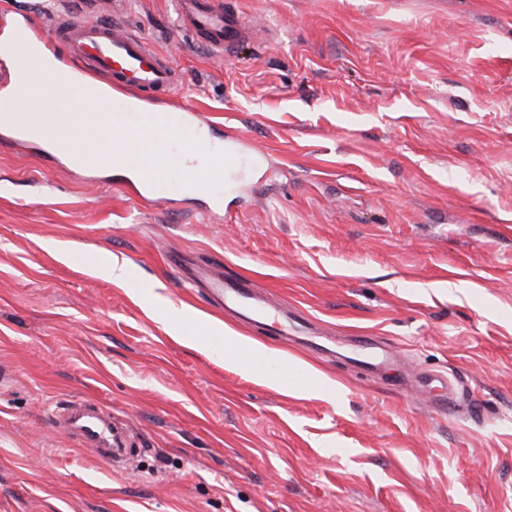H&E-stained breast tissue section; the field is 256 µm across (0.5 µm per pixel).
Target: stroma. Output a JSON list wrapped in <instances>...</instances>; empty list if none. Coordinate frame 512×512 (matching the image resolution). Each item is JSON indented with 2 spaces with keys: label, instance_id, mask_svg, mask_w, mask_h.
Wrapping results in <instances>:
<instances>
[{
  "label": "stroma",
  "instance_id": "obj_1",
  "mask_svg": "<svg viewBox=\"0 0 512 512\" xmlns=\"http://www.w3.org/2000/svg\"><path fill=\"white\" fill-rule=\"evenodd\" d=\"M224 5L252 28L228 58L174 0L119 15L259 152L220 209L0 146V512H512V0ZM208 263L271 318L218 309ZM72 400L133 466L51 421ZM73 437L81 444L96 447L100 457L111 462L113 467L117 458L128 454L122 436L112 429L107 418H99L95 423L80 427Z\"/></svg>",
  "mask_w": 512,
  "mask_h": 512
}]
</instances>
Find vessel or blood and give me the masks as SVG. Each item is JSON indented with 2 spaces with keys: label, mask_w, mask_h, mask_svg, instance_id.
Returning a JSON list of instances; mask_svg holds the SVG:
<instances>
[{
  "label": "vessel or blood",
  "mask_w": 512,
  "mask_h": 512,
  "mask_svg": "<svg viewBox=\"0 0 512 512\" xmlns=\"http://www.w3.org/2000/svg\"><path fill=\"white\" fill-rule=\"evenodd\" d=\"M69 0H55L48 14L54 38V52L73 71V78L55 80L41 86L37 78L46 69L43 52L30 31L31 16H20L17 27L23 32L12 45L14 54L29 74L0 90V136L14 141L29 140L40 131L55 130L57 137L48 158L54 163L76 159V141L103 142L105 123L97 114L84 111L71 92L73 79L85 84V91L98 95L111 91L115 117L124 119L125 137L119 139L118 162L129 168L137 196L146 202H161L185 195L187 190L205 191L223 181L228 168L239 165L241 156L233 150L213 147L202 124L203 117L192 107L172 103L157 109L144 108L146 94H174L181 83L178 68L158 53L140 34L119 19L108 18L107 0H83L86 12L73 11ZM179 21L201 45L214 55L224 56L249 37L238 14L225 11L221 0H178ZM184 142L203 155L204 161L182 168L178 177L163 174L158 162L164 159L157 150L153 160L140 152L145 143ZM212 301L232 306L243 317L263 313L253 300V286L245 279L222 274L205 275ZM80 443L96 447L108 461L127 455L122 436L108 419L80 427L75 434Z\"/></svg>",
  "instance_id": "obj_1"
}]
</instances>
